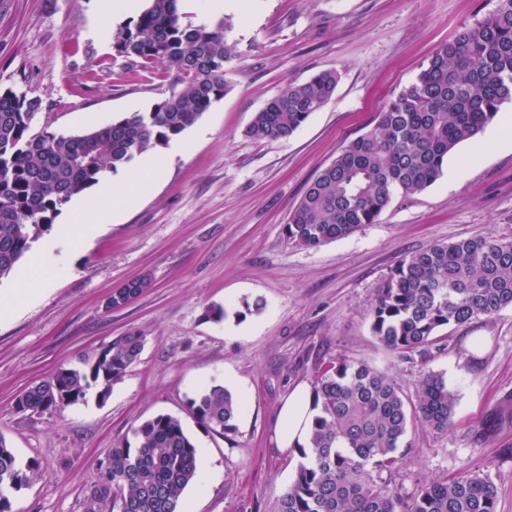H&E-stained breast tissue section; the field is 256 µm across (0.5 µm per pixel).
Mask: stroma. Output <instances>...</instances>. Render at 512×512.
<instances>
[{
    "label": "stroma",
    "instance_id": "stroma-1",
    "mask_svg": "<svg viewBox=\"0 0 512 512\" xmlns=\"http://www.w3.org/2000/svg\"><path fill=\"white\" fill-rule=\"evenodd\" d=\"M496 5L258 0L252 13L233 14L231 89L187 130L191 151L171 156L154 190L119 220L104 216L87 245L50 230L31 251L52 250L55 263L29 280L0 279L1 293L34 291L0 320V435L19 463L37 460L41 472L12 494V512H83L109 450L159 414L180 418L206 451L210 477L186 489L181 512H273L301 461L279 448V409L341 357L387 374L406 402L431 372L457 398L448 430L415 424L404 465L377 479L408 496L466 467L496 486L498 512H512V424L489 425L491 414L512 406V308L450 326L407 359L378 342L369 318L378 283L407 253L476 235L512 239V137L485 128L477 140L487 149L463 143L432 186L395 192L375 223L349 237L306 249L282 231L307 185L375 125L434 49ZM96 20L119 24L98 19L97 0H0V88L41 98L38 125L65 134L99 128L149 111L177 89L176 69L132 65L112 39L88 36ZM332 68L341 73L334 96L291 137L246 135L286 83ZM141 277L149 284L140 294L107 308L114 290ZM257 299L263 310L244 312ZM211 304L225 307L222 322L205 319ZM130 332L145 336L144 350L107 395L93 388L61 409L16 411L29 386ZM473 336L482 339L476 353ZM211 384L230 389L242 407L234 434L208 431L188 411Z\"/></svg>",
    "mask_w": 512,
    "mask_h": 512
}]
</instances>
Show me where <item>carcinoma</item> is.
<instances>
[{
    "mask_svg": "<svg viewBox=\"0 0 512 512\" xmlns=\"http://www.w3.org/2000/svg\"><path fill=\"white\" fill-rule=\"evenodd\" d=\"M232 18L196 25L178 0H145L139 14L113 33L118 54L146 67L177 68L181 88L148 112H128L79 134L36 127L42 101L0 89V279L60 214L61 207L149 149L193 126L231 85L236 60ZM341 74L321 71L290 82L255 113L247 134L258 140L291 136L336 92ZM512 102V0H498L477 25L440 45L416 78L378 112L372 129L350 141L307 186L284 232L307 249L375 223L400 189L421 192L443 174L448 156L490 125ZM512 308V240L476 236L433 244L402 258L381 279L370 329L401 356L428 348L436 334L478 316ZM146 337L132 332L102 348V358L61 368L26 390L17 410L44 412L104 396L136 364ZM308 448L274 512H497L494 486L477 472L438 477L402 498L375 471L398 468L411 448L414 418L445 430L456 406L444 377L431 373L409 408L399 387L363 360L327 364L313 390ZM188 408L205 429L236 432L241 405L222 384L202 389ZM133 441L110 449L108 473L84 501V512H177L196 479L198 451L181 420L159 414L131 428ZM36 462L17 463L0 435V512L9 494L39 475Z\"/></svg>",
    "mask_w": 512,
    "mask_h": 512,
    "instance_id": "1",
    "label": "carcinoma"
}]
</instances>
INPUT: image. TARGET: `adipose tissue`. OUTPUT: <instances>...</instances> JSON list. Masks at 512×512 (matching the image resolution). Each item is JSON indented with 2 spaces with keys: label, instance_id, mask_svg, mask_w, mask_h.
Wrapping results in <instances>:
<instances>
[{
  "label": "adipose tissue",
  "instance_id": "1",
  "mask_svg": "<svg viewBox=\"0 0 512 512\" xmlns=\"http://www.w3.org/2000/svg\"><path fill=\"white\" fill-rule=\"evenodd\" d=\"M166 163V155L150 151L142 156L135 168L127 170L120 179L102 180L94 192L82 196L80 214L71 224L63 227V238L69 239L79 234L92 236L98 219L108 204L120 202L127 207L134 206L162 176ZM316 413L309 389L296 388L280 410L277 428L280 448L296 449L307 445Z\"/></svg>",
  "mask_w": 512,
  "mask_h": 512
}]
</instances>
